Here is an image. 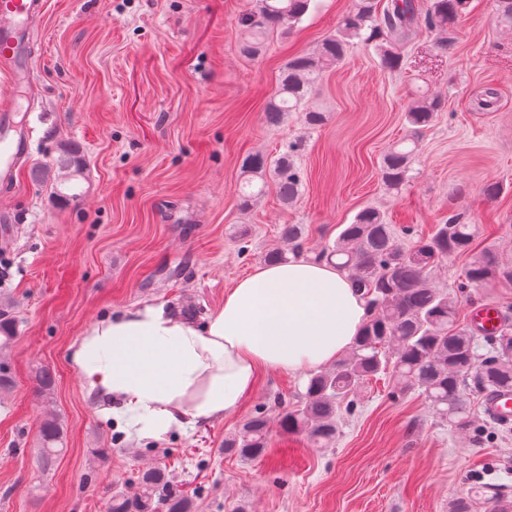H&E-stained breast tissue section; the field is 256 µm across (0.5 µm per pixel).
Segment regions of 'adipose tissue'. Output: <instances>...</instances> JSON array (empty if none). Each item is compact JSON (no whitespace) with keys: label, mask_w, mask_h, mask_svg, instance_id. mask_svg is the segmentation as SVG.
Returning a JSON list of instances; mask_svg holds the SVG:
<instances>
[{"label":"adipose tissue","mask_w":512,"mask_h":512,"mask_svg":"<svg viewBox=\"0 0 512 512\" xmlns=\"http://www.w3.org/2000/svg\"><path fill=\"white\" fill-rule=\"evenodd\" d=\"M365 301L333 263L257 267L198 327L162 304L100 318L70 358L104 420L162 438L235 415L267 369L315 372L352 346Z\"/></svg>","instance_id":"obj_1"}]
</instances>
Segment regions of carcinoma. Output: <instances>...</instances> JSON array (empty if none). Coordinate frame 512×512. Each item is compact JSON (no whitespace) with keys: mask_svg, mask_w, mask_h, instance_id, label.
<instances>
[{"mask_svg":"<svg viewBox=\"0 0 512 512\" xmlns=\"http://www.w3.org/2000/svg\"><path fill=\"white\" fill-rule=\"evenodd\" d=\"M315 0H251L239 18L243 32L242 49L257 55L275 32L288 33L314 6ZM353 0L352 9L336 28L310 52L288 59L279 83L265 110L268 124L277 126L297 112L309 126L324 120L323 113L305 107L307 98L320 84L325 71L345 56L353 40L371 46L382 65L395 72L403 57L397 43L407 41L420 25L448 31L467 12L470 0H430L422 9L416 0ZM441 108L438 97L422 96L406 112L411 126L407 142L411 146L393 147L385 153L381 172L386 185L399 189L406 179L417 152L416 136ZM301 143L288 146V152L273 161L261 154L243 163L247 175L260 180L255 191L244 192L241 207L267 189H275L285 203L300 194L302 179L294 164ZM397 228L384 221L375 208L360 211L353 223L345 225L334 245L319 258L338 260L337 267L347 274L370 307V319L350 351L331 369L310 375L306 391L290 407L283 406L281 430L303 434L318 447L336 439L342 411L354 410L361 386L381 374L394 377L398 390L393 396L419 391L440 418L460 432L471 428L465 392L484 394L493 390L512 391V317L502 315L499 330L484 337L490 346L482 358L476 353L477 336L457 318L456 300L431 280V272L451 253L469 254L466 284L478 286L488 280L512 283V263L490 247L475 250L476 228L456 219L414 246L405 248ZM14 339V323L8 311L0 310V352ZM270 419L266 411L247 418L234 435L224 439V449L243 459H253L268 445ZM40 453L44 465H51L62 452V431L54 417L39 426ZM484 512H512V504L493 493L482 497ZM191 497L171 488L168 472L149 468L142 472L136 492L112 494L106 512H193Z\"/></svg>","mask_w":512,"mask_h":512,"instance_id":"carcinoma-1","label":"carcinoma"}]
</instances>
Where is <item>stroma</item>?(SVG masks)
<instances>
[{"label":"stroma","mask_w":512,"mask_h":512,"mask_svg":"<svg viewBox=\"0 0 512 512\" xmlns=\"http://www.w3.org/2000/svg\"><path fill=\"white\" fill-rule=\"evenodd\" d=\"M249 0H47L29 45L41 94L27 115L29 159L0 206V306L15 338L0 360L13 379L0 394V512H105L113 489H136L151 467L194 491L195 512H452L475 487L512 501V427L499 426L473 395L478 439L455 431L412 392L394 400L382 377L364 387L335 442L312 447L272 428L264 454L224 451L258 407L296 400L307 375L264 371L238 413L161 440H131L86 397L70 348L103 315L163 303L197 325L225 292L283 247L284 225L302 229V257H317L344 225L371 206L388 223L428 235L448 218L480 229L479 247L512 261V35L496 0H471L449 30L448 51L422 29L392 73L373 48L350 46L310 100L324 114L313 129L291 114L268 125L265 108L288 59L332 30L352 0H316L291 32L262 55L240 50L238 18ZM441 112L419 137L400 193L381 181L386 150L409 130L417 91ZM495 94L493 107L480 103ZM303 139L299 198L275 191L240 205L242 163L276 158ZM77 160L55 167L62 146ZM502 188L496 199L487 185ZM467 257L435 270L455 294L461 321L492 304L512 315V284L489 281L458 292ZM55 375L41 395L36 373ZM57 418L64 450L43 466L38 426Z\"/></svg>","instance_id":"35a3bbf8"}]
</instances>
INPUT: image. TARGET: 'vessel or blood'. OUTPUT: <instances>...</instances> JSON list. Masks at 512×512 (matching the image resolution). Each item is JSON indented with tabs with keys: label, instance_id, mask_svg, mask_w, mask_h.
I'll list each match as a JSON object with an SVG mask.
<instances>
[{
	"label": "vessel or blood",
	"instance_id": "vessel-or-blood-1",
	"mask_svg": "<svg viewBox=\"0 0 512 512\" xmlns=\"http://www.w3.org/2000/svg\"><path fill=\"white\" fill-rule=\"evenodd\" d=\"M45 0H0V73L13 87L0 96V187H12L16 168L30 147L32 131L18 114L26 97L37 96L31 81L33 61L26 49L32 23L43 12ZM485 415L504 425L512 424V392L490 393L483 399Z\"/></svg>",
	"mask_w": 512,
	"mask_h": 512
}]
</instances>
